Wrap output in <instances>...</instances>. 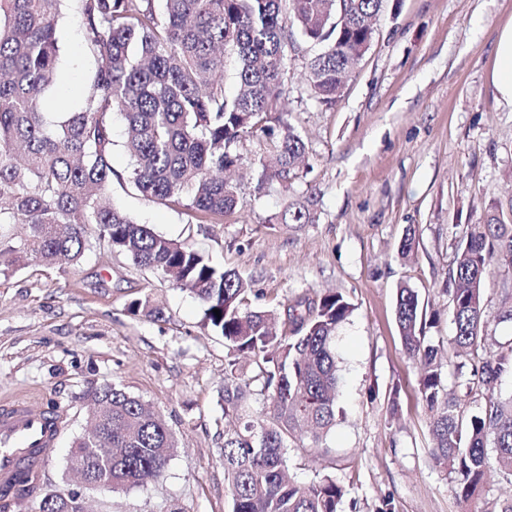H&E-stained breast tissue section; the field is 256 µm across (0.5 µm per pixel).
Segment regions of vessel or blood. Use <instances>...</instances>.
<instances>
[{"label": "vessel or blood", "mask_w": 512, "mask_h": 512, "mask_svg": "<svg viewBox=\"0 0 512 512\" xmlns=\"http://www.w3.org/2000/svg\"><path fill=\"white\" fill-rule=\"evenodd\" d=\"M61 425V417L31 414L21 400L0 408V484L13 477L29 452L54 448Z\"/></svg>", "instance_id": "obj_1"}]
</instances>
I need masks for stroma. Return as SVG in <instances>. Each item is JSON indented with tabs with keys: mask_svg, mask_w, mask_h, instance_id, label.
Here are the masks:
<instances>
[{
	"mask_svg": "<svg viewBox=\"0 0 512 512\" xmlns=\"http://www.w3.org/2000/svg\"><path fill=\"white\" fill-rule=\"evenodd\" d=\"M511 21L512 0H400L378 20L370 49L329 107L310 96L301 52L290 53L282 106L308 145L307 171L289 192L261 196L254 172L240 169V205L223 223L147 202L128 182L112 184L116 208L251 278V308L328 291L353 304L336 332L344 415L325 446L288 451L299 482L330 475L345 487L342 512H489L512 495V479L498 474L478 496L455 493L456 473L430 454L419 364L395 320L403 281L438 316L427 336L450 340L446 279L461 228L478 223L489 203L512 200V106L490 80L499 33ZM57 29L62 77L46 98L63 112L78 102L96 61L73 7ZM312 193L316 223H276L289 200ZM410 227L416 247L405 263L397 248ZM506 284L512 268L493 262L486 315L502 343L512 340V324L496 320ZM145 297L160 318L128 312ZM202 320L189 291L96 246L75 266L31 262L0 275V404L22 398L31 413L51 407L64 417L36 489L9 512H38L50 489L79 492L91 512H229L220 461L224 340ZM107 383L150 404L176 440L163 475L128 491L91 488L66 465L86 427L88 394Z\"/></svg>",
	"mask_w": 512,
	"mask_h": 512,
	"instance_id": "1",
	"label": "stroma"
}]
</instances>
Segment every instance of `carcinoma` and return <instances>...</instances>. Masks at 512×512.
Wrapping results in <instances>:
<instances>
[{
  "instance_id": "1",
  "label": "carcinoma",
  "mask_w": 512,
  "mask_h": 512,
  "mask_svg": "<svg viewBox=\"0 0 512 512\" xmlns=\"http://www.w3.org/2000/svg\"><path fill=\"white\" fill-rule=\"evenodd\" d=\"M64 0H0V264L5 256L53 265L77 263L93 243L185 287L201 302L204 325L224 337L221 448L231 512H340L345 488L330 476L301 484L288 473L291 445L322 444L341 415L336 331L353 311L340 293L306 294L284 311L247 306L251 284L194 249L106 204L112 191V117L125 125L128 182L144 200L182 204L214 224L238 204L224 172L244 160L239 145L261 136L270 160H253L257 190L288 191L300 178L307 146L288 121V51L294 34L323 49L306 63V84L320 104H335L346 70L368 50L386 0H73L86 46L96 58L91 83L70 112L45 111L57 83V24ZM237 61V92L224 94L227 53ZM317 198L288 204L283 224H313ZM512 267V201L492 202L483 220L462 229L448 269L457 377L484 404L464 415L448 391L441 345L425 335L416 291L396 288V319L407 354L421 366L418 390L431 413L434 460L460 476L473 497L485 473L512 477V395L495 385L512 376V342L489 334L484 276L493 259ZM498 321L512 323V288L499 289ZM220 315H215L214 310ZM251 360L246 371L240 359ZM471 366L470 375L462 368ZM270 405L254 416L252 399ZM104 453L80 435L67 466L94 485L124 491L158 478L175 448L164 420L116 384L90 393ZM36 457L0 490L37 487ZM58 492L39 512H75Z\"/></svg>"
}]
</instances>
